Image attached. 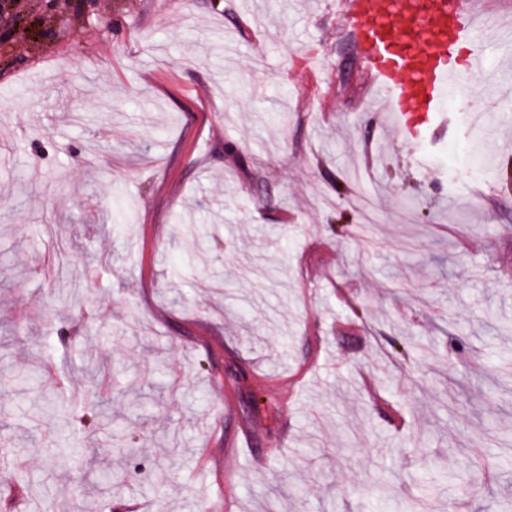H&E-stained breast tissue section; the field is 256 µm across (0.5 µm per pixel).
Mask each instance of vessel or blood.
Returning <instances> with one entry per match:
<instances>
[{"mask_svg": "<svg viewBox=\"0 0 512 512\" xmlns=\"http://www.w3.org/2000/svg\"><path fill=\"white\" fill-rule=\"evenodd\" d=\"M376 99L394 132L418 142L456 87L461 66L480 70L483 28L469 0H338Z\"/></svg>", "mask_w": 512, "mask_h": 512, "instance_id": "1", "label": "vessel or blood"}]
</instances>
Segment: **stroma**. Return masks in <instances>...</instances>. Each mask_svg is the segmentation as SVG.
<instances>
[{"label": "stroma", "instance_id": "1", "mask_svg": "<svg viewBox=\"0 0 512 512\" xmlns=\"http://www.w3.org/2000/svg\"><path fill=\"white\" fill-rule=\"evenodd\" d=\"M71 2L0 11V441L29 475L0 512H76L97 473L93 512L512 500V0L463 75L499 85L482 156L459 95L394 138L336 0ZM88 357L94 438L65 424Z\"/></svg>", "mask_w": 512, "mask_h": 512}]
</instances>
